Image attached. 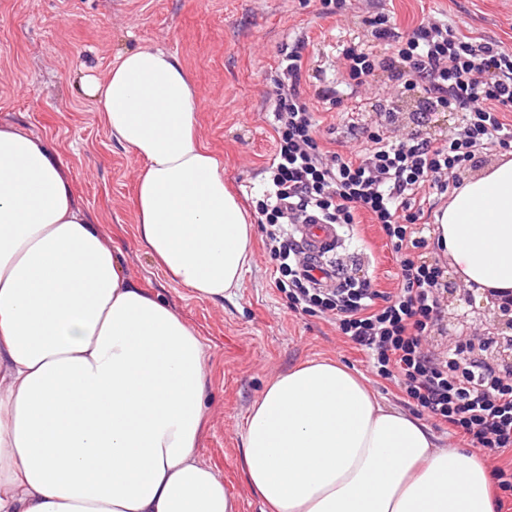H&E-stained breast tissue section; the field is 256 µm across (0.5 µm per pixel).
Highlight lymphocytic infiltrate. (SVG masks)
Returning <instances> with one entry per match:
<instances>
[{"label": "lymphocytic infiltrate", "mask_w": 512, "mask_h": 512, "mask_svg": "<svg viewBox=\"0 0 512 512\" xmlns=\"http://www.w3.org/2000/svg\"><path fill=\"white\" fill-rule=\"evenodd\" d=\"M369 25L372 37L395 40L396 51L380 62L345 46L348 86H363L378 69L395 81L412 77L435 107L461 112V127L441 142L417 130L397 138L353 125L350 134L366 141L360 153L344 157L326 149L311 101L337 106L341 92L326 84L307 97L301 88L306 43L298 41L282 59L283 78L274 84L275 150L255 199L276 262L275 286L293 311L333 319L341 335L367 354L375 375L395 383L419 413L498 458L512 453V365L490 363L481 347L457 345L442 354L424 348L425 338L443 327L448 282L444 269L423 252L422 218L431 197L456 186L458 170L478 150L512 148V122L506 119L512 112V50L462 35L436 16L399 37L385 18ZM363 214L381 226L392 246L397 288L379 291L369 277L350 278L337 288L319 286L293 225H352Z\"/></svg>", "instance_id": "obj_1"}]
</instances>
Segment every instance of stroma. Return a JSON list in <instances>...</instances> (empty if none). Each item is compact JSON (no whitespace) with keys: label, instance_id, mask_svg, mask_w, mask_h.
<instances>
[{"label":"stroma","instance_id":"35a3bbf8","mask_svg":"<svg viewBox=\"0 0 512 512\" xmlns=\"http://www.w3.org/2000/svg\"><path fill=\"white\" fill-rule=\"evenodd\" d=\"M387 14L406 33L427 16H445L468 37L512 48V0H347L340 14L321 0H0V122L45 138L69 169L80 205L118 250L125 275L160 295L202 337L207 351V421L200 458L221 476L237 512H267L247 480L242 437L252 403L277 372L309 359L329 358L362 373L384 403L405 409L398 387L375 376L365 354L323 316L292 311L275 284L276 263L256 226L242 286L221 303L201 299L156 267L136 236L135 186L141 161L112 139L86 77L103 78L125 51L162 47L192 77L199 96V141L224 165V180L243 204L262 185L274 151L273 81L296 37L307 38L301 87L314 94L321 69L335 64L341 46L354 44L378 57L391 47L373 41L366 17ZM406 129L439 140L453 137L458 118L433 108L423 94L404 92L376 72L341 106L319 109L322 127H335L330 150L347 155L362 143L350 123L378 128L388 111ZM336 260L345 275L372 270L380 290L398 284L397 264L380 225L363 220L343 231ZM450 337L487 332V300H464L456 274L448 276Z\"/></svg>","mask_w":512,"mask_h":512}]
</instances>
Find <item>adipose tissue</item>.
Here are the masks:
<instances>
[{
    "instance_id": "obj_1",
    "label": "adipose tissue",
    "mask_w": 512,
    "mask_h": 512,
    "mask_svg": "<svg viewBox=\"0 0 512 512\" xmlns=\"http://www.w3.org/2000/svg\"><path fill=\"white\" fill-rule=\"evenodd\" d=\"M87 92L144 163L139 242L195 296H231L254 226L199 142L183 64L133 49ZM434 234L464 285L512 293V158L455 190ZM206 413L203 339L123 274L47 141L0 123V512H235L197 453ZM242 448L271 512H494L477 453L331 359L277 373Z\"/></svg>"
}]
</instances>
